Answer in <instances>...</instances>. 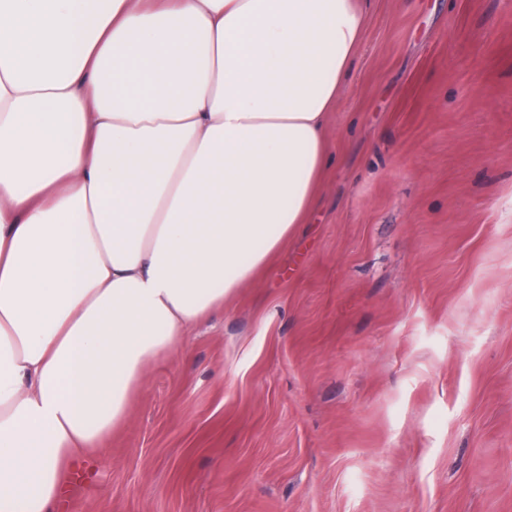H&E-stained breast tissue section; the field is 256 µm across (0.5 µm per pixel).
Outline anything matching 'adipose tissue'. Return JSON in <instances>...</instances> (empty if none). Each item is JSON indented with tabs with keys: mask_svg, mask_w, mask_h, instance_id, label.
I'll return each mask as SVG.
<instances>
[{
	"mask_svg": "<svg viewBox=\"0 0 512 512\" xmlns=\"http://www.w3.org/2000/svg\"><path fill=\"white\" fill-rule=\"evenodd\" d=\"M365 0H0V512L305 223Z\"/></svg>",
	"mask_w": 512,
	"mask_h": 512,
	"instance_id": "1",
	"label": "adipose tissue"
}]
</instances>
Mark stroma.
<instances>
[{
  "instance_id": "stroma-1",
  "label": "stroma",
  "mask_w": 512,
  "mask_h": 512,
  "mask_svg": "<svg viewBox=\"0 0 512 512\" xmlns=\"http://www.w3.org/2000/svg\"><path fill=\"white\" fill-rule=\"evenodd\" d=\"M326 135L52 512H512V0H368Z\"/></svg>"
}]
</instances>
